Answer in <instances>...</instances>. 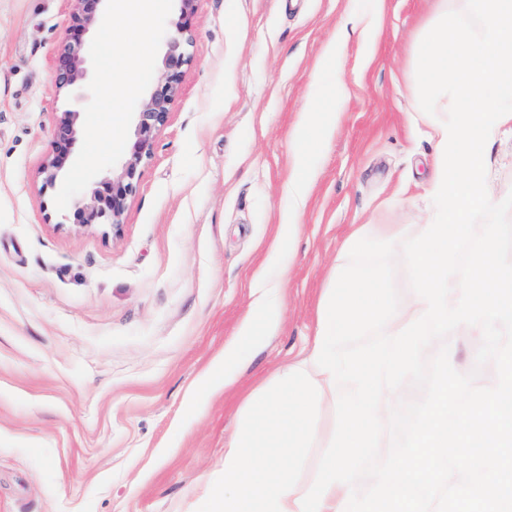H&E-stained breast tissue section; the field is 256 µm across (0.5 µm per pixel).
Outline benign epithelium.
I'll return each instance as SVG.
<instances>
[{"label": "benign epithelium", "mask_w": 512, "mask_h": 512, "mask_svg": "<svg viewBox=\"0 0 512 512\" xmlns=\"http://www.w3.org/2000/svg\"><path fill=\"white\" fill-rule=\"evenodd\" d=\"M72 29L87 32L98 24L101 5L106 0H72ZM191 43L185 24L181 23L167 42L158 81L142 100L134 129V142L121 169L104 177L98 187L78 201L72 210L74 223L81 226L109 224L121 226L128 198L136 191L140 168L153 149L156 132L168 121L170 108L178 92L184 68L189 65ZM59 88L72 94L86 87L87 70L82 44L68 43L59 54L55 69ZM83 121L80 112H63L59 116L51 155L43 168L49 182H54L69 160Z\"/></svg>", "instance_id": "obj_1"}]
</instances>
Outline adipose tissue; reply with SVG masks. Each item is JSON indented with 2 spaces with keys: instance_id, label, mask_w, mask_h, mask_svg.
Returning <instances> with one entry per match:
<instances>
[{
  "instance_id": "obj_1",
  "label": "adipose tissue",
  "mask_w": 512,
  "mask_h": 512,
  "mask_svg": "<svg viewBox=\"0 0 512 512\" xmlns=\"http://www.w3.org/2000/svg\"><path fill=\"white\" fill-rule=\"evenodd\" d=\"M333 101L332 110L323 116H316L312 112L301 114L296 130L299 140L311 141L321 147L330 141L346 105V85L338 77L333 80ZM275 287V282L265 277L258 282L252 307L253 319L246 321L236 339L225 346L223 371H209L200 382L202 389L215 394L231 387L236 381L235 368L245 351L259 344L264 336L277 331L279 318L274 311L271 297Z\"/></svg>"
}]
</instances>
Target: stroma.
<instances>
[{"label": "stroma", "mask_w": 512, "mask_h": 512, "mask_svg": "<svg viewBox=\"0 0 512 512\" xmlns=\"http://www.w3.org/2000/svg\"><path fill=\"white\" fill-rule=\"evenodd\" d=\"M369 0H195L181 90L120 229L70 224L46 183L70 0H0V512H196L220 476L245 397L313 335L354 225L421 224L435 145L416 61L437 0H385L376 44L325 57ZM348 100L330 143L293 131ZM317 172L297 236L282 215L299 155ZM512 193V135L491 149ZM289 269L279 331L216 396L199 378L251 315L272 244Z\"/></svg>", "instance_id": "stroma-1"}]
</instances>
